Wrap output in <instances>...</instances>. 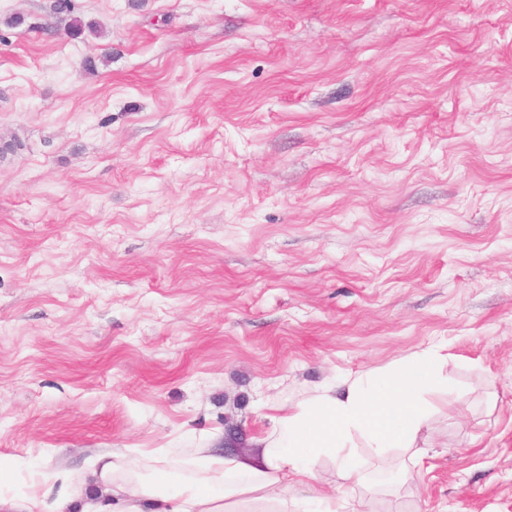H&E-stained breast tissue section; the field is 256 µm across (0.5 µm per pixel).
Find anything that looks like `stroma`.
<instances>
[{"instance_id": "stroma-1", "label": "stroma", "mask_w": 512, "mask_h": 512, "mask_svg": "<svg viewBox=\"0 0 512 512\" xmlns=\"http://www.w3.org/2000/svg\"><path fill=\"white\" fill-rule=\"evenodd\" d=\"M53 2L0 0V492L443 344L411 477L298 495L512 512V0Z\"/></svg>"}]
</instances>
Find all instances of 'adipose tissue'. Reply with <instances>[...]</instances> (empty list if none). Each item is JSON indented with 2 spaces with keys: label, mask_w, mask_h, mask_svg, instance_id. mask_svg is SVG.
Returning a JSON list of instances; mask_svg holds the SVG:
<instances>
[{
  "label": "adipose tissue",
  "mask_w": 512,
  "mask_h": 512,
  "mask_svg": "<svg viewBox=\"0 0 512 512\" xmlns=\"http://www.w3.org/2000/svg\"><path fill=\"white\" fill-rule=\"evenodd\" d=\"M447 356L435 347L393 371L368 374L294 407L279 406L271 439L239 457L204 453L192 462L196 478L173 482L167 463L149 479L120 475L112 453L80 483L69 475L41 496L0 494V512H239L241 496L254 495L268 512H288L291 491L310 485L324 456L339 459L342 479L363 483L347 446L352 432L368 437L378 454L414 447L429 418L424 391L447 387Z\"/></svg>",
  "instance_id": "1"
}]
</instances>
